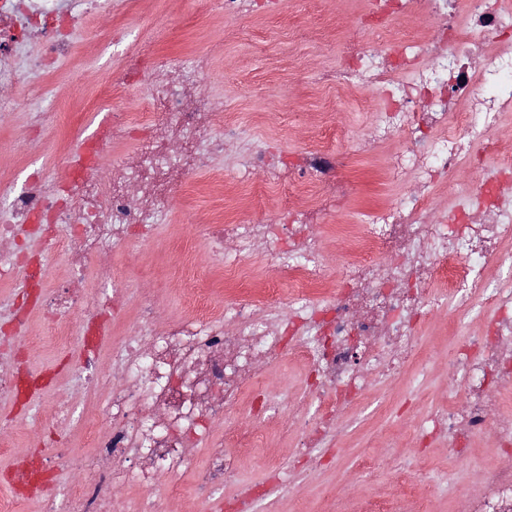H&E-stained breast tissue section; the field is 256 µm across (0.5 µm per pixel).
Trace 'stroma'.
Segmentation results:
<instances>
[{"label":"stroma","mask_w":512,"mask_h":512,"mask_svg":"<svg viewBox=\"0 0 512 512\" xmlns=\"http://www.w3.org/2000/svg\"><path fill=\"white\" fill-rule=\"evenodd\" d=\"M271 14H250L240 19L212 10L210 0H128L127 8L112 19V44L104 46L87 30L71 34L75 48L70 57L42 73L47 110L34 115L22 93L5 90L12 104L8 121L0 123V182L22 190L34 172H47L62 180L56 157L70 150L76 138L93 136L98 129L97 110L136 117L142 112L144 89L105 100L101 94L127 51L145 56L160 54L170 59L204 55L211 62L202 79L204 91L220 105V120L233 121L240 129L238 141L215 155L207 168L193 177L194 188L176 194L155 233L127 250H116L102 260L108 277H119L129 288L105 325L110 345H120L137 310V295L153 289L161 300L163 316H185L192 309V289L207 288L215 303H222L226 288L244 292L257 284L273 288L284 282L265 260H247L242 277L225 281L224 273L210 256L209 243L194 233L197 224L215 221L245 222L251 211L239 207L223 182L245 161L259 142L272 152L291 157L314 139L327 90L321 77L336 69L339 52L336 38L358 21L368 8L367 0H276ZM372 104L359 97L342 99L336 106L335 124L341 125L338 151H353L357 138L370 124ZM391 144L368 153H354L348 169L355 196L329 224L320 225L326 265L335 268L347 249L335 225L368 224L374 212L394 205L408 187L407 178L391 180L387 171ZM67 228L57 225L52 233L26 231L27 254L44 259V286L56 287L67 266L55 241L65 238ZM27 313L24 328L12 319L17 308ZM479 324L460 319L447 309L429 316L419 328L423 355L435 366L414 364L393 386L375 385L359 407L345 414L347 430L329 449V461L311 469L306 477H291L276 489L270 502H260L255 512H361L368 496L392 498L401 491L394 482L399 468L414 466L416 492L429 500L430 512H455L457 488L474 489L480 469L494 460L490 440H479L469 457L456 456L445 448H416L408 431L413 421L435 409H445L460 397L448 383L438 362L449 347L477 335ZM0 351L12 353L25 365L47 375L40 394L26 403L0 396V473L17 476L21 462L31 455L65 445L86 453L90 447L78 425L54 418L58 404H73L84 418L100 420L104 397H88L77 367L81 353L77 342H61L53 321L26 298L22 282L0 285ZM293 438L280 435L276 425L261 430V439L238 449L240 467L236 491H244L273 468H287L294 453ZM384 459L376 480L352 482L365 456Z\"/></svg>","instance_id":"stroma-1"}]
</instances>
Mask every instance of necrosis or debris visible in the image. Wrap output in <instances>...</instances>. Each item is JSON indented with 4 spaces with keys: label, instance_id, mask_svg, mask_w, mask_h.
<instances>
[{
    "label": "necrosis or debris",
    "instance_id": "necrosis-or-debris-1",
    "mask_svg": "<svg viewBox=\"0 0 512 512\" xmlns=\"http://www.w3.org/2000/svg\"><path fill=\"white\" fill-rule=\"evenodd\" d=\"M78 2L0 0V86L40 99L14 62L30 38L41 42L42 68L71 51L76 27L111 40L100 17L114 0ZM369 4L357 26L341 33L342 64L324 81L334 99L364 94L374 102L372 136L357 147L394 141L388 170L408 175L411 192L372 223L349 228L347 251L331 272L314 231L328 208L354 191L348 157L320 143L286 165L266 149L253 151L237 178L239 201L253 220L206 224L201 234L225 278L238 276L259 251L286 288L230 295L218 307L201 288L189 301L193 316L163 322L158 296L142 294L125 344L112 357L111 379L93 373L91 362L82 365L88 391L108 387L103 421L89 429L93 453L62 448L32 466V492L52 468L82 476L65 500L46 498L44 512H112L122 487L137 489L139 512H167L169 493L155 491L156 482L193 470L202 451L207 462L193 470L194 492L210 499L237 480V457L210 426L226 420L247 392L251 419L278 421L296 435L305 467H316L342 437L345 412L415 360L422 317L448 306L484 326L447 360L462 403L424 417L413 442L462 457L489 434L500 454L512 456V418L503 412V390L512 385V197L501 191L512 182V163L488 167L502 152L489 133L512 113V51L488 46L512 38V0ZM366 28L384 34V48L361 40ZM207 67L202 56L185 65L129 57L104 93L147 86V112L135 121L112 114L95 138L65 154L67 175L52 192L41 173L20 193L0 184L11 212L0 224V244L14 246L34 225H72L65 251L80 276L106 250L149 238L188 176L237 135L230 125L220 135L214 130L217 105L202 91ZM109 155L114 162L100 176ZM465 168L477 172V182L447 209L434 210L436 188ZM491 265L497 278L486 275ZM124 288L119 280L98 281L93 292L61 283L47 300L58 337L70 335L66 316L104 311ZM288 356L307 367L300 395L316 403L314 412L288 413L287 395L266 388L269 370ZM480 479L482 492L462 496L459 512H512V465L491 462Z\"/></svg>",
    "mask_w": 512,
    "mask_h": 512
}]
</instances>
